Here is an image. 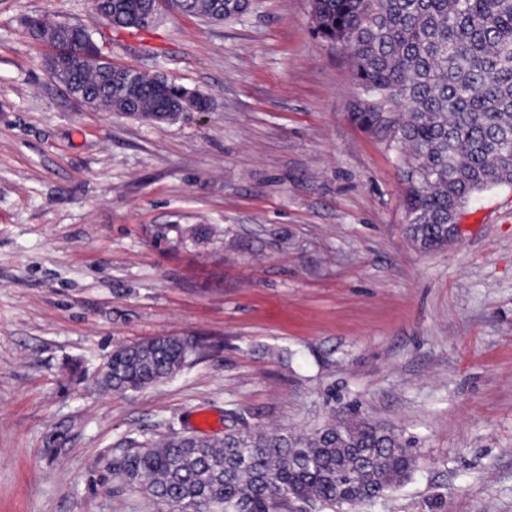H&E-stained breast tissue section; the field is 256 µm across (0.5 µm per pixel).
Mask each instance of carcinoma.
<instances>
[{"instance_id":"cac0c4a2","label":"carcinoma","mask_w":512,"mask_h":512,"mask_svg":"<svg viewBox=\"0 0 512 512\" xmlns=\"http://www.w3.org/2000/svg\"><path fill=\"white\" fill-rule=\"evenodd\" d=\"M209 22L236 19L252 0H169ZM151 0H101L112 27L150 31ZM317 33L345 50L370 106L364 121L387 125L403 164L407 232L424 251L448 245V224L474 196L512 184V0H311ZM26 26L38 39L77 45V82L92 107L121 116L177 120L202 95L160 75L133 70L130 91L119 64L100 65V49L82 26L64 29L46 16ZM195 347L153 338L112 351L102 389L137 392L185 365ZM222 439L165 437L123 450L112 470L157 512H336L340 502L391 493L415 459L400 433L364 417L343 416L302 435L254 431L241 418Z\"/></svg>"}]
</instances>
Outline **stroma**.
<instances>
[{
	"label": "stroma",
	"instance_id": "1",
	"mask_svg": "<svg viewBox=\"0 0 512 512\" xmlns=\"http://www.w3.org/2000/svg\"><path fill=\"white\" fill-rule=\"evenodd\" d=\"M39 14L210 110L77 104L24 26ZM363 108L310 0L226 23L162 0L141 37L90 0H0V512H154L112 472L129 441L220 438L230 412L308 432L351 404L416 461L355 512H512V185L422 251ZM156 336L198 348L162 383L97 390L113 349Z\"/></svg>",
	"mask_w": 512,
	"mask_h": 512
}]
</instances>
